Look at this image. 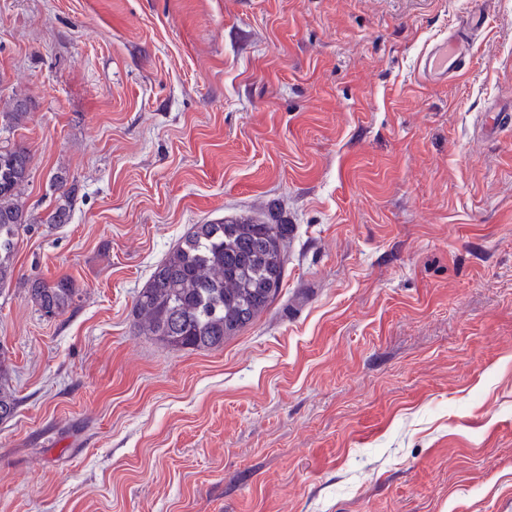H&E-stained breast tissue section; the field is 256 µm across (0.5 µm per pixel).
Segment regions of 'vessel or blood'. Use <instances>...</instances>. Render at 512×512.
<instances>
[{"mask_svg": "<svg viewBox=\"0 0 512 512\" xmlns=\"http://www.w3.org/2000/svg\"><path fill=\"white\" fill-rule=\"evenodd\" d=\"M484 19L473 13L465 24L451 32L447 38L434 43L421 57L418 65L420 74L428 79L452 78L470 65L467 45L476 31L482 29Z\"/></svg>", "mask_w": 512, "mask_h": 512, "instance_id": "obj_1", "label": "vessel or blood"}]
</instances>
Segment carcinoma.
I'll return each instance as SVG.
<instances>
[{"label": "carcinoma", "instance_id": "obj_1", "mask_svg": "<svg viewBox=\"0 0 512 512\" xmlns=\"http://www.w3.org/2000/svg\"><path fill=\"white\" fill-rule=\"evenodd\" d=\"M28 116L18 99L0 112V126ZM29 151L0 146V288L12 277L19 232L28 223L19 204L30 177ZM49 214L47 223L70 220L69 195ZM293 228L250 218L193 224L178 245L156 266L132 307L134 333L178 350L213 349L251 324L278 297L288 261ZM30 301L47 317L65 314L76 289L67 278L36 282ZM8 367L0 347V422L12 419L18 401L6 385Z\"/></svg>", "mask_w": 512, "mask_h": 512}]
</instances>
